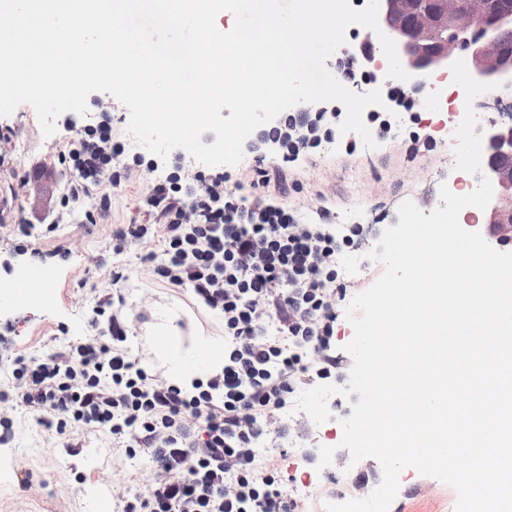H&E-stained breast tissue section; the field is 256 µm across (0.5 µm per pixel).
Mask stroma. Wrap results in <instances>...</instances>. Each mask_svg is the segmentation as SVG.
I'll return each mask as SVG.
<instances>
[{"label":"stroma","instance_id":"1","mask_svg":"<svg viewBox=\"0 0 512 512\" xmlns=\"http://www.w3.org/2000/svg\"><path fill=\"white\" fill-rule=\"evenodd\" d=\"M415 110L420 126L430 132L433 151L412 156L404 140L380 143L378 148L358 147L354 154L340 153L345 137L315 157L293 163L270 158L271 166L285 171L289 180L302 186L289 192V206L312 215L326 194L337 220L362 210L367 223L383 220L398 223L397 209L405 200L419 208L434 204L443 181L456 177L448 166L447 140L459 123L457 106L440 112L422 87L414 89ZM10 128L23 135L26 145L14 156L17 171H24L41 154L57 149L67 137L65 129L44 136L30 105H20L8 117L0 118V129ZM145 185L124 192L112 201L113 224L129 220L143 203ZM113 224H68L55 236L37 239L42 250L62 248L69 255L50 284L48 306L0 305V318L13 317L12 340L16 351L42 355L60 344V334L76 340L87 336L86 313L99 298L120 289L127 308L143 312L145 321L129 325L128 346L140 353L148 368L172 371L181 366L204 368L208 361L224 356L222 324L217 315L195 308L181 290L155 284L149 265L141 254L131 251L119 262L129 278L113 286L111 267L94 263L111 238ZM13 447L0 449V512H98L91 492L96 488L125 486L144 490L154 478L146 457L129 458L102 450L99 438L78 436V445L65 448L48 434L25 410H17ZM29 484H22V477ZM399 495L388 512H455L458 494L451 485L408 467L399 475Z\"/></svg>","mask_w":512,"mask_h":512}]
</instances>
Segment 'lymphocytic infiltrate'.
Returning a JSON list of instances; mask_svg holds the SVG:
<instances>
[{"label": "lymphocytic infiltrate", "mask_w": 512, "mask_h": 512, "mask_svg": "<svg viewBox=\"0 0 512 512\" xmlns=\"http://www.w3.org/2000/svg\"><path fill=\"white\" fill-rule=\"evenodd\" d=\"M95 116L67 117L60 150L16 173L15 143L0 135V223L30 186L48 182L53 204L41 235L74 223L86 200L89 224L111 223L114 191L152 175L146 205L114 225L109 257L131 247L162 244L156 282L189 291L224 321V364L185 383L140 366L127 346L123 297L91 309L90 336L42 356L13 351L10 380L0 391V446L15 439L14 406L70 443L95 434L113 452L149 458L156 478L143 492L113 488L115 512H300L269 463L288 445L308 442L305 416L289 417L294 397L318 384L344 383L351 370L336 346L339 302L370 287L383 273L366 261V275L348 280L340 266L350 251H370L380 224H338L330 210L314 221L280 203L288 191L282 170L267 166L266 144L293 162L335 141L343 113L326 104L314 112H285L260 127L247 191H233L224 171L202 172L179 161L156 175L157 163L126 149L112 124V104L94 96Z\"/></svg>", "instance_id": "1"}]
</instances>
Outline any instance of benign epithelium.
Returning a JSON list of instances; mask_svg holds the SVG:
<instances>
[{"label": "benign epithelium", "mask_w": 512, "mask_h": 512, "mask_svg": "<svg viewBox=\"0 0 512 512\" xmlns=\"http://www.w3.org/2000/svg\"><path fill=\"white\" fill-rule=\"evenodd\" d=\"M379 24L413 79L462 58L480 82L512 80V53L501 40V31L512 27V8L500 0H379ZM480 133L494 195L484 225L469 230L511 241L512 124L492 122Z\"/></svg>", "instance_id": "obj_1"}]
</instances>
